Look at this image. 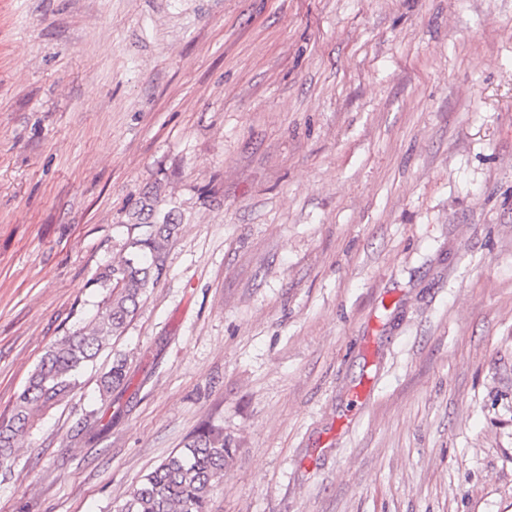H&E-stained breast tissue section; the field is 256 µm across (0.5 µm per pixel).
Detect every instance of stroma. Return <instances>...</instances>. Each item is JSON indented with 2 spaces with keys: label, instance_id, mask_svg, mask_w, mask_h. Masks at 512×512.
I'll list each match as a JSON object with an SVG mask.
<instances>
[{
  "label": "stroma",
  "instance_id": "1",
  "mask_svg": "<svg viewBox=\"0 0 512 512\" xmlns=\"http://www.w3.org/2000/svg\"><path fill=\"white\" fill-rule=\"evenodd\" d=\"M154 189L0 512H119L208 427V512H512V0H0V420ZM133 224L146 227L142 238L130 244L137 251L120 254L98 274L103 287L112 288L95 318L71 336H63L45 353L11 416L0 422V464L23 447L27 430L42 411L62 401L75 385L77 371L92 362L113 336L121 335L138 308L141 297L154 285L164 266V254L178 225ZM143 252V253H140Z\"/></svg>",
  "mask_w": 512,
  "mask_h": 512
}]
</instances>
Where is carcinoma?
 Masks as SVG:
<instances>
[{
    "instance_id": "carcinoma-1",
    "label": "carcinoma",
    "mask_w": 512,
    "mask_h": 512,
    "mask_svg": "<svg viewBox=\"0 0 512 512\" xmlns=\"http://www.w3.org/2000/svg\"><path fill=\"white\" fill-rule=\"evenodd\" d=\"M178 228L165 220L146 225L144 237L131 242L135 251L119 255L98 274L99 283L111 289L106 305L89 324L62 337L45 353L11 416L0 422L1 465L9 460L12 449L23 447L27 430L39 413L69 394L77 371L93 361L111 337L122 334L141 297L160 276L166 246ZM125 379V361L119 359L103 376L102 392H112ZM232 456L219 431L191 436L181 450L126 492L121 512H207L210 495Z\"/></svg>"
}]
</instances>
